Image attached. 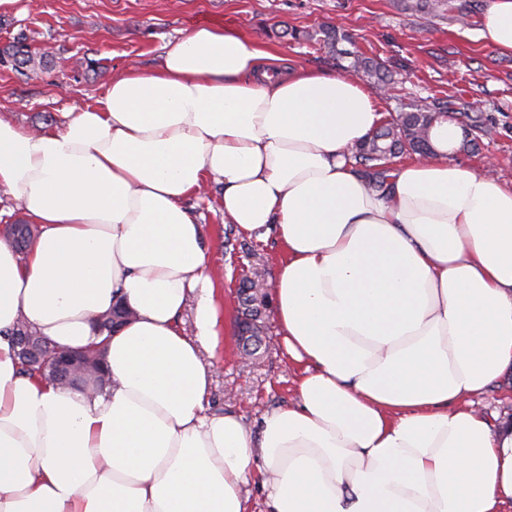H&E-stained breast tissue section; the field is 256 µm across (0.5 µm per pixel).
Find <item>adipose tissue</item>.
I'll return each instance as SVG.
<instances>
[{"label": "adipose tissue", "mask_w": 512, "mask_h": 512, "mask_svg": "<svg viewBox=\"0 0 512 512\" xmlns=\"http://www.w3.org/2000/svg\"><path fill=\"white\" fill-rule=\"evenodd\" d=\"M479 36L512 56V0ZM272 58L199 26L56 127L0 116V193L41 229L24 258L0 237V512H249L257 459L269 512H512V422L473 400L512 367V182L458 163L441 117L370 190L345 151L384 120L375 92ZM213 182L225 223L281 246L296 400L253 431L204 412L217 288L184 201ZM118 299L104 392L21 373L18 320L76 351Z\"/></svg>", "instance_id": "1"}]
</instances>
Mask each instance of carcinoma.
I'll return each instance as SVG.
<instances>
[{
  "label": "carcinoma",
  "instance_id": "cac0c4a2",
  "mask_svg": "<svg viewBox=\"0 0 512 512\" xmlns=\"http://www.w3.org/2000/svg\"><path fill=\"white\" fill-rule=\"evenodd\" d=\"M323 45L338 62H346L342 69L346 72L373 81V86L385 90L393 83L392 74L375 58L367 57L357 51L340 47L343 42H351V37L333 27L321 30ZM56 66L54 54L44 51L40 54L32 51L29 38L21 33L8 45L0 48V68L17 74L30 76ZM461 103L456 99H434L430 102L414 100L400 105L396 116L386 119L365 141L351 149V159L362 169L369 185L380 192L388 189L393 179L395 167L393 159L405 154L425 155L429 150L428 128L443 114H452L464 119L473 138L466 140V147L474 148L480 136L487 134V118L483 114L460 111ZM251 283H246L238 294V312L247 313L258 323H263L264 312L251 305L254 294L250 293ZM95 342L84 348L80 363L78 382H94L98 387L105 385L104 373L97 360Z\"/></svg>",
  "mask_w": 512,
  "mask_h": 512
}]
</instances>
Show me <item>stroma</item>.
<instances>
[{
  "mask_svg": "<svg viewBox=\"0 0 512 512\" xmlns=\"http://www.w3.org/2000/svg\"><path fill=\"white\" fill-rule=\"evenodd\" d=\"M409 0H18L0 12V46L25 33L34 50L53 51L60 67L27 79L0 69V114L23 126L49 128L61 112L90 103L127 63L155 68L165 43L195 26L218 22L234 27L275 55L312 68L336 70V60L322 44L278 39L272 28L313 30L334 26L353 36L357 50L398 72L384 110L419 98L453 96L468 111L487 116L490 129L478 150L458 159L481 169L486 157L496 174L512 181V57L498 55L477 37L486 0H450V9L426 15L408 10ZM99 63L97 71L87 60ZM220 186L191 197L186 207L202 226L209 267L221 286L226 312L220 343L203 351L212 381L208 415L233 413L246 426L294 398V372L285 353L275 312H268L267 348L252 364L240 363L233 334L236 277L260 268L274 281L279 263L275 237L259 240L234 231V253L224 249Z\"/></svg>",
  "mask_w": 512,
  "mask_h": 512,
  "instance_id": "obj_1",
  "label": "stroma"
}]
</instances>
